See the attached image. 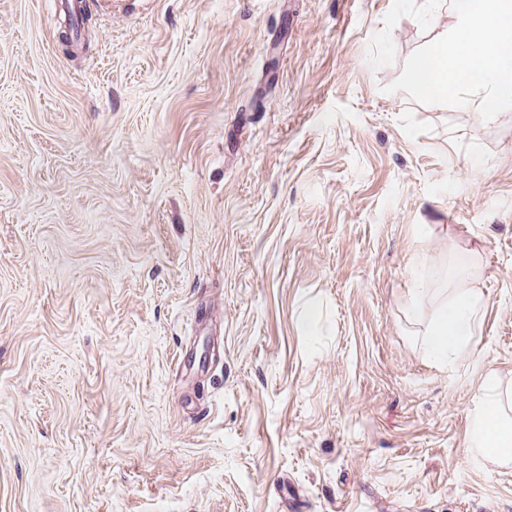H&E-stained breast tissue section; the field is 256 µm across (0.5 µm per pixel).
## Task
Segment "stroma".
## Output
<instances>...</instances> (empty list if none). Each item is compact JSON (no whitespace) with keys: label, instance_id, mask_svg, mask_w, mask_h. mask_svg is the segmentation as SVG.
<instances>
[{"label":"stroma","instance_id":"35a3bbf8","mask_svg":"<svg viewBox=\"0 0 512 512\" xmlns=\"http://www.w3.org/2000/svg\"><path fill=\"white\" fill-rule=\"evenodd\" d=\"M85 2L0 0V512H512V109L392 0ZM480 302L474 291H464L437 315L434 331L426 339L428 350L436 356L463 353L472 331V321ZM485 406L473 419V434L469 450L478 455L495 454L512 458V432L502 424L499 412V396L489 394Z\"/></svg>","mask_w":512,"mask_h":512}]
</instances>
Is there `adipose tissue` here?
Segmentation results:
<instances>
[{
    "instance_id": "1",
    "label": "adipose tissue",
    "mask_w": 512,
    "mask_h": 512,
    "mask_svg": "<svg viewBox=\"0 0 512 512\" xmlns=\"http://www.w3.org/2000/svg\"><path fill=\"white\" fill-rule=\"evenodd\" d=\"M480 302L476 292H462L449 306L440 312L435 327L426 339L428 350L436 356L458 354L466 348L472 331L474 312ZM500 399L489 394L485 406L473 419L471 452L478 455L493 454L505 459L512 458V428L501 422Z\"/></svg>"
}]
</instances>
